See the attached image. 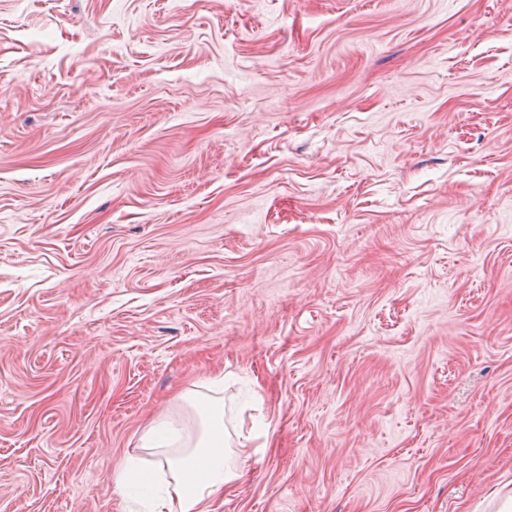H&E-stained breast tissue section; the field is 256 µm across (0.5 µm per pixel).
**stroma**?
<instances>
[{"label": "stroma", "instance_id": "obj_1", "mask_svg": "<svg viewBox=\"0 0 512 512\" xmlns=\"http://www.w3.org/2000/svg\"><path fill=\"white\" fill-rule=\"evenodd\" d=\"M219 372L216 512L512 495V0H0V512Z\"/></svg>", "mask_w": 512, "mask_h": 512}]
</instances>
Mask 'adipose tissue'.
Returning a JSON list of instances; mask_svg holds the SVG:
<instances>
[{
    "instance_id": "obj_1",
    "label": "adipose tissue",
    "mask_w": 512,
    "mask_h": 512,
    "mask_svg": "<svg viewBox=\"0 0 512 512\" xmlns=\"http://www.w3.org/2000/svg\"><path fill=\"white\" fill-rule=\"evenodd\" d=\"M181 399L198 417L195 433H181L166 419L153 421L140 438L151 462L128 457L115 480L125 496L133 474L147 473L153 492L144 500L145 512H211L224 491L241 486L246 478L244 462L251 450L246 443H231L224 424L223 374L208 377Z\"/></svg>"
}]
</instances>
